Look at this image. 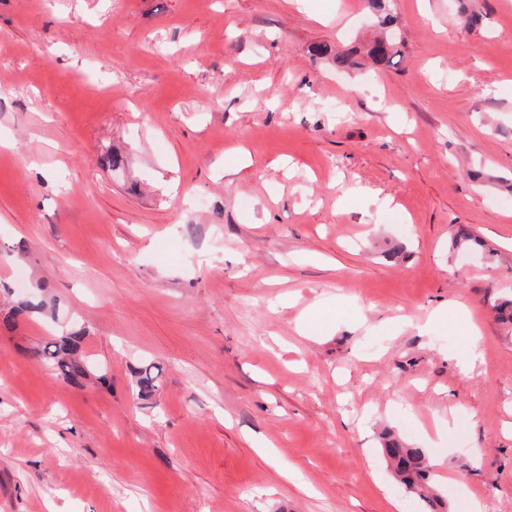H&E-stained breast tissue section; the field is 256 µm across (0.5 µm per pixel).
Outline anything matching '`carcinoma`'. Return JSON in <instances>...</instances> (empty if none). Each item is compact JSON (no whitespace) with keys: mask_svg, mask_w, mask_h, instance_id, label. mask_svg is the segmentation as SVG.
Listing matches in <instances>:
<instances>
[{"mask_svg":"<svg viewBox=\"0 0 512 512\" xmlns=\"http://www.w3.org/2000/svg\"><path fill=\"white\" fill-rule=\"evenodd\" d=\"M376 11L375 18L378 26L388 27L392 16L388 12L387 0H371ZM404 42L392 34L374 41L367 50V55L377 65L395 66L397 60L404 56ZM313 56L323 58L330 56L340 68L356 65L353 52H339L327 44H318L312 48ZM46 287L41 284L38 289L25 295L12 311L5 317L4 324L15 322V316L23 314L29 317L55 318L54 305L45 299ZM87 334L84 327H72L59 336L49 340L43 348L36 351L45 363L65 381L82 385L90 377V363L84 355L83 342ZM162 368L154 362H144L135 372L137 396L143 401H149L160 389ZM383 454L389 462L398 482L411 493L425 500L430 508L447 505L443 496L433 493L431 488L430 465L424 451L402 444L398 439L388 435L383 437Z\"/></svg>","mask_w":512,"mask_h":512,"instance_id":"1","label":"carcinoma"}]
</instances>
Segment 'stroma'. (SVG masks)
<instances>
[{"label": "stroma", "instance_id": "1", "mask_svg": "<svg viewBox=\"0 0 512 512\" xmlns=\"http://www.w3.org/2000/svg\"><path fill=\"white\" fill-rule=\"evenodd\" d=\"M468 6L343 71L367 0H0V317H59L0 326V512H425L385 432L512 512V0ZM62 322L105 382L33 357ZM404 48V42L392 34L375 40L370 49L367 50V55L377 65L395 66L404 56ZM397 58L398 60L394 61ZM37 291L29 292L25 295L12 311L11 315L5 317L4 324L11 325L15 322L16 315H26L29 317H50L55 318V308L54 305L50 304L45 299L46 287L44 284H41L37 287ZM162 368L154 362H144L135 372L137 396L149 401L160 389Z\"/></svg>", "mask_w": 512, "mask_h": 512}]
</instances>
